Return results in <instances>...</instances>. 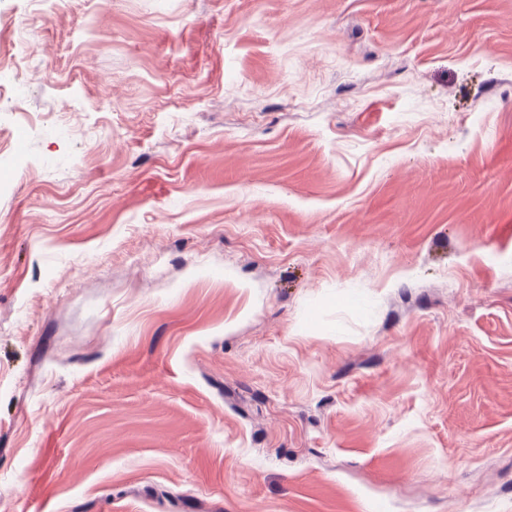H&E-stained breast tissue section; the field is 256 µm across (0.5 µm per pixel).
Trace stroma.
I'll return each mask as SVG.
<instances>
[{"label":"stroma","mask_w":512,"mask_h":512,"mask_svg":"<svg viewBox=\"0 0 512 512\" xmlns=\"http://www.w3.org/2000/svg\"><path fill=\"white\" fill-rule=\"evenodd\" d=\"M0 512H512V0H0Z\"/></svg>","instance_id":"obj_1"}]
</instances>
